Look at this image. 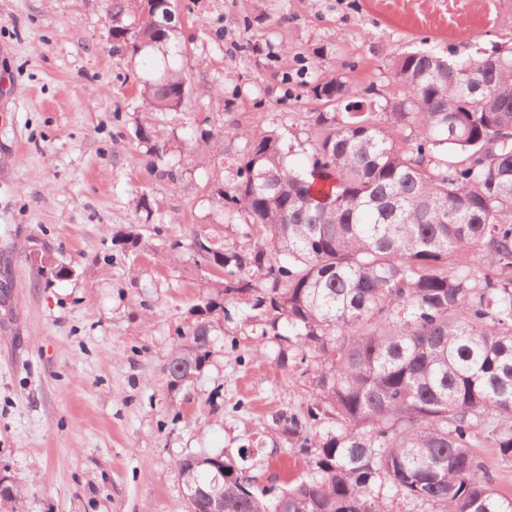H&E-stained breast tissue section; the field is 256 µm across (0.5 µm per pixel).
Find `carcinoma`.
Returning <instances> with one entry per match:
<instances>
[{"mask_svg": "<svg viewBox=\"0 0 512 512\" xmlns=\"http://www.w3.org/2000/svg\"><path fill=\"white\" fill-rule=\"evenodd\" d=\"M137 37L112 27L134 54L164 55L162 73L142 84L150 108L181 105L185 76L175 57L180 33L163 27L170 0H139ZM398 93L380 111L352 112L345 82L312 86L344 104L319 112L318 137L301 142L308 164L290 163L295 133L274 125L223 136L202 123L191 139L217 169L206 184L216 209L241 220L246 245L192 233L191 271L207 289L192 309L187 344L170 357V384L187 382L211 355L231 311L257 335L272 336L312 370L316 396L304 412L278 419L312 472L277 495L238 475L222 453L183 459L178 474L190 512H399L404 500L429 512H512L476 444L512 463V47L461 55L448 47L397 53L389 64ZM134 135L148 167L185 183L180 141L149 126ZM120 250L150 252L144 233L112 238ZM488 264L452 266L464 252ZM55 278L50 255L34 257ZM336 419L311 433L309 421Z\"/></svg>", "mask_w": 512, "mask_h": 512, "instance_id": "obj_1", "label": "carcinoma"}]
</instances>
